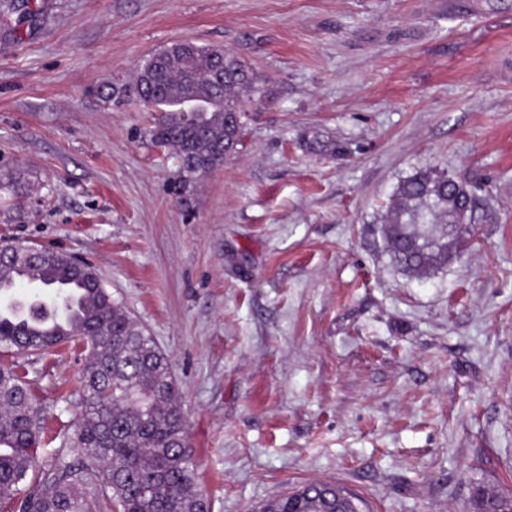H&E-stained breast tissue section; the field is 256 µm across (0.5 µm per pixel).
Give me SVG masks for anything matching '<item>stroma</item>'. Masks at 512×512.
Returning a JSON list of instances; mask_svg holds the SVG:
<instances>
[{
  "label": "stroma",
  "instance_id": "1",
  "mask_svg": "<svg viewBox=\"0 0 512 512\" xmlns=\"http://www.w3.org/2000/svg\"><path fill=\"white\" fill-rule=\"evenodd\" d=\"M189 40L263 81L242 143L194 189L151 113L104 87ZM0 242L87 260L168 355L212 512L312 481L363 512H475L512 496V0H0ZM477 198L427 278L385 250L398 184ZM86 350L0 353L60 452ZM475 506L478 512H512V497L501 495L490 488H478Z\"/></svg>",
  "mask_w": 512,
  "mask_h": 512
}]
</instances>
